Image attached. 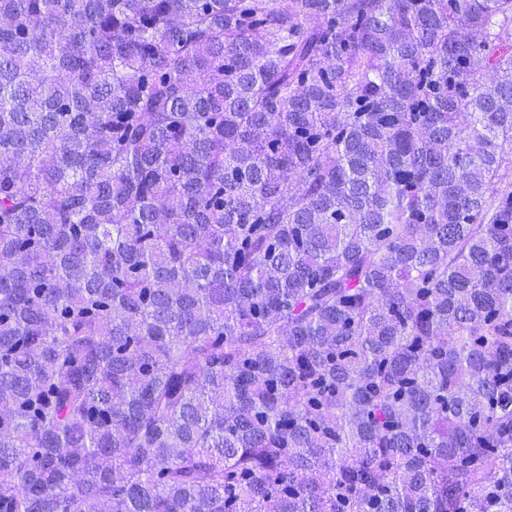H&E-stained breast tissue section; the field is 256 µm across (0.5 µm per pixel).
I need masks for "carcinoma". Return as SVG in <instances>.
<instances>
[{"mask_svg": "<svg viewBox=\"0 0 512 512\" xmlns=\"http://www.w3.org/2000/svg\"><path fill=\"white\" fill-rule=\"evenodd\" d=\"M510 28L0 0V512H512Z\"/></svg>", "mask_w": 512, "mask_h": 512, "instance_id": "cac0c4a2", "label": "carcinoma"}]
</instances>
